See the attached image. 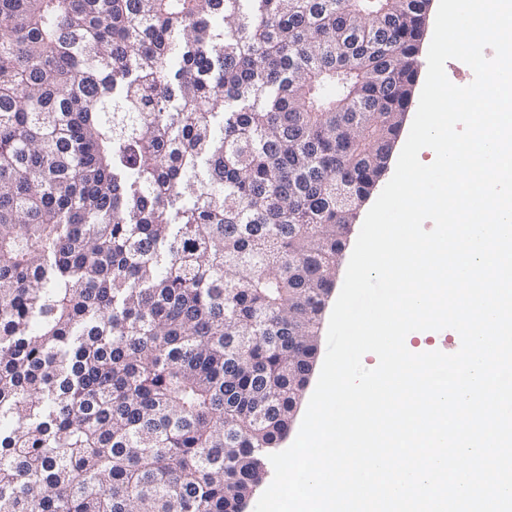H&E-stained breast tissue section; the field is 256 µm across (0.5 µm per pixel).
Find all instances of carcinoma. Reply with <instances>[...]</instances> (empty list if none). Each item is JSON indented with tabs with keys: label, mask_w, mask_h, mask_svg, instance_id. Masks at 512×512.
<instances>
[{
	"label": "carcinoma",
	"mask_w": 512,
	"mask_h": 512,
	"mask_svg": "<svg viewBox=\"0 0 512 512\" xmlns=\"http://www.w3.org/2000/svg\"><path fill=\"white\" fill-rule=\"evenodd\" d=\"M428 3L0 0V512H239Z\"/></svg>",
	"instance_id": "carcinoma-1"
}]
</instances>
